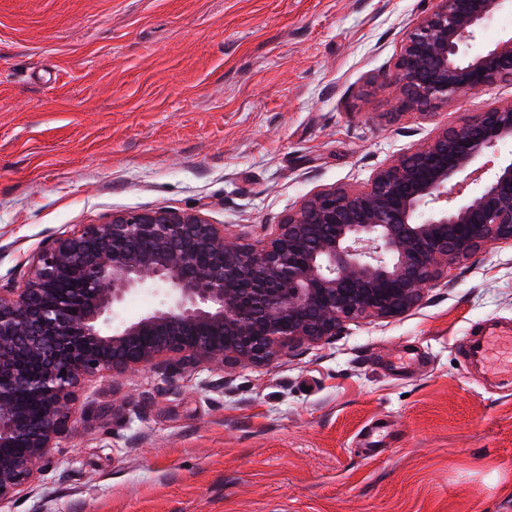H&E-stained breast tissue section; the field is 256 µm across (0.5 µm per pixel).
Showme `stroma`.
<instances>
[{
	"label": "stroma",
	"mask_w": 512,
	"mask_h": 512,
	"mask_svg": "<svg viewBox=\"0 0 512 512\" xmlns=\"http://www.w3.org/2000/svg\"><path fill=\"white\" fill-rule=\"evenodd\" d=\"M430 0H0V286L117 212L198 213L251 243L312 193L362 189L512 85L401 106ZM512 244L411 311L263 365L139 370L81 396L54 468L0 512H512ZM480 353L485 366L489 370L511 372L512 336H483L480 340Z\"/></svg>",
	"instance_id": "obj_1"
}]
</instances>
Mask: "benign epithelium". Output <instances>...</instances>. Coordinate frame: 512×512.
<instances>
[{"instance_id":"1","label":"benign epithelium","mask_w":512,"mask_h":512,"mask_svg":"<svg viewBox=\"0 0 512 512\" xmlns=\"http://www.w3.org/2000/svg\"><path fill=\"white\" fill-rule=\"evenodd\" d=\"M506 9L512 0H432L396 61L404 105L512 83V32L468 51ZM511 140L512 100L443 130L364 189L313 194L252 245L166 209L48 241L21 285L0 288V503L51 467L84 382L147 368L172 386L191 367L266 364L346 321L402 314L450 266L511 243L512 156L498 155ZM142 292L159 305L122 318ZM22 393L40 406L35 424Z\"/></svg>"}]
</instances>
